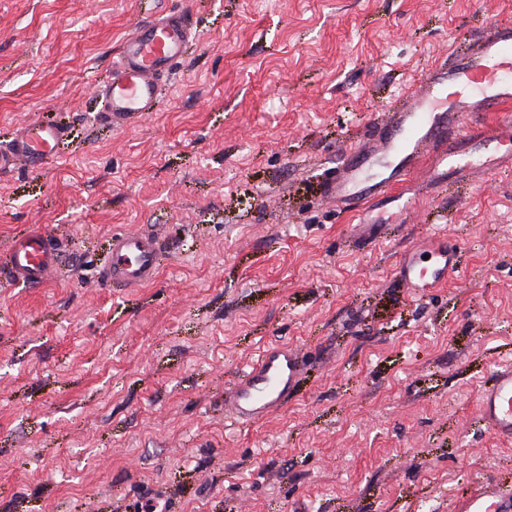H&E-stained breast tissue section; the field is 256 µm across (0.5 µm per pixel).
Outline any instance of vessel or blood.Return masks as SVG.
<instances>
[{
  "mask_svg": "<svg viewBox=\"0 0 512 512\" xmlns=\"http://www.w3.org/2000/svg\"><path fill=\"white\" fill-rule=\"evenodd\" d=\"M196 31L179 10L135 27L112 62L109 80L95 89L102 121L126 128L155 112L163 77L184 56ZM494 113L492 122L481 115ZM63 127L32 122L6 148H0V174L17 164L42 167L53 161ZM512 167V21L492 23L480 37L449 60L429 67L415 92L387 105L375 132L353 148L325 189L338 210L361 214L395 206L414 208L404 187L419 179L447 184L464 174L485 175ZM164 254L161 237L125 229L113 231L102 278L115 288L154 282ZM461 247L437 230L429 245L405 248L395 276L412 296L460 272ZM13 281L30 286L47 282L58 269V247L44 232L14 240L8 250ZM305 362L288 345L263 349L248 361L224 397V409L239 423L281 410L299 390ZM480 418L493 433L512 437V366L494 372L479 395ZM453 512H512V486L485 479L456 497Z\"/></svg>",
  "mask_w": 512,
  "mask_h": 512,
  "instance_id": "1",
  "label": "vessel or blood"
}]
</instances>
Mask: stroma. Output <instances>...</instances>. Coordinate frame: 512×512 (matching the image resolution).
<instances>
[{
  "instance_id": "obj_1",
  "label": "stroma",
  "mask_w": 512,
  "mask_h": 512,
  "mask_svg": "<svg viewBox=\"0 0 512 512\" xmlns=\"http://www.w3.org/2000/svg\"><path fill=\"white\" fill-rule=\"evenodd\" d=\"M197 38L156 112L105 126L92 87L136 25ZM512 0H0V146L63 126L57 159L0 176V512H452L512 484L479 391L512 361V170L409 185L375 244L323 186L387 102ZM446 227L458 278L412 297L409 241ZM58 276L10 279L34 230ZM156 231L158 279L109 288L112 231ZM305 379L255 423L224 395L264 347Z\"/></svg>"
}]
</instances>
